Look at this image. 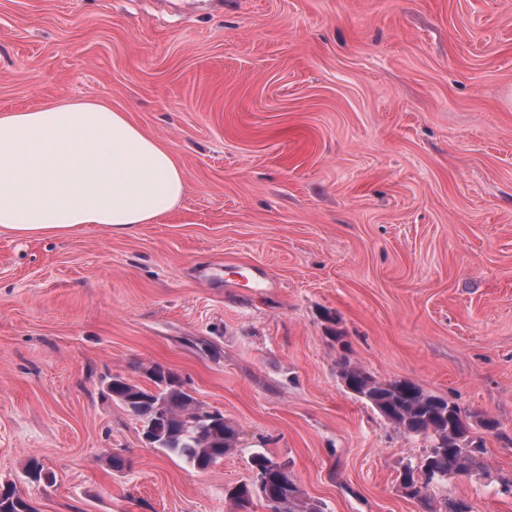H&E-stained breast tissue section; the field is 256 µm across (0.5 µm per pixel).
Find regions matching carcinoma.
<instances>
[{
	"label": "carcinoma",
	"mask_w": 512,
	"mask_h": 512,
	"mask_svg": "<svg viewBox=\"0 0 512 512\" xmlns=\"http://www.w3.org/2000/svg\"><path fill=\"white\" fill-rule=\"evenodd\" d=\"M153 387L145 388L116 374L108 393L127 411L148 423L163 408L165 420L154 447L174 455L199 471H207L237 444L238 429L219 411H207L178 378L159 364L142 367ZM340 379L348 382L349 393L368 403L387 422L406 434L442 445L427 451L423 460L424 480L415 479L414 470L404 467L399 480L410 489L408 498L428 503L429 484L451 475H479L483 472L484 448H473L460 439L470 423L461 408L421 385L407 379L379 381L345 358L340 363ZM272 458L264 453L252 456L251 478L225 489L238 512H251L253 494L268 504L271 512H317L305 501L304 493L288 467H268ZM0 512H37L20 496L16 484L0 488Z\"/></svg>",
	"instance_id": "cac0c4a2"
}]
</instances>
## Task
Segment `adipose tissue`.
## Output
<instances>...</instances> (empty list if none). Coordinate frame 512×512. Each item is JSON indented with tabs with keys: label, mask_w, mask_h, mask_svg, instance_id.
<instances>
[{
	"label": "adipose tissue",
	"mask_w": 512,
	"mask_h": 512,
	"mask_svg": "<svg viewBox=\"0 0 512 512\" xmlns=\"http://www.w3.org/2000/svg\"><path fill=\"white\" fill-rule=\"evenodd\" d=\"M185 190L174 153L103 102L0 113V233L66 236L94 224L121 235L169 215Z\"/></svg>",
	"instance_id": "adipose-tissue-1"
}]
</instances>
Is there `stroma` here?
I'll use <instances>...</instances> for the list:
<instances>
[{"label":"stroma","instance_id":"obj_1","mask_svg":"<svg viewBox=\"0 0 512 512\" xmlns=\"http://www.w3.org/2000/svg\"><path fill=\"white\" fill-rule=\"evenodd\" d=\"M74 98L187 190L122 235L0 234V484L37 512H236L264 453L319 512H512V0H0V113ZM344 357L460 406L484 474L404 497L426 443ZM155 363L236 425L211 470L106 391Z\"/></svg>","mask_w":512,"mask_h":512}]
</instances>
